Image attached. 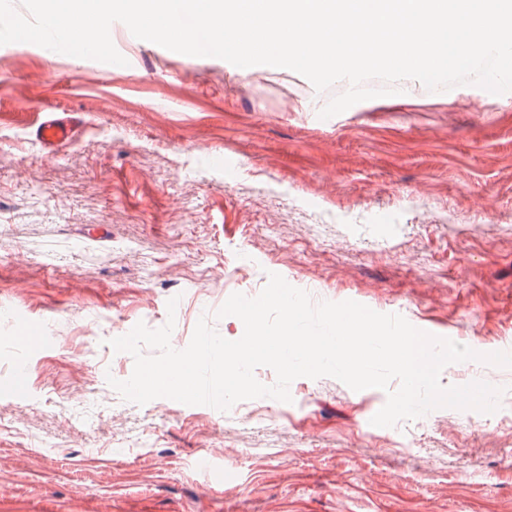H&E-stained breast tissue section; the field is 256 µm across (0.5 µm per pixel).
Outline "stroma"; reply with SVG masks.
<instances>
[{"label": "stroma", "instance_id": "1", "mask_svg": "<svg viewBox=\"0 0 512 512\" xmlns=\"http://www.w3.org/2000/svg\"><path fill=\"white\" fill-rule=\"evenodd\" d=\"M110 34L126 65L0 45V512H512V368L440 374L503 388L495 413L394 427L332 377L226 412L108 384L134 366L110 339L171 318L186 348L272 273L512 345V92L417 82L323 119L345 82ZM46 112L81 134L45 150Z\"/></svg>", "mask_w": 512, "mask_h": 512}]
</instances>
